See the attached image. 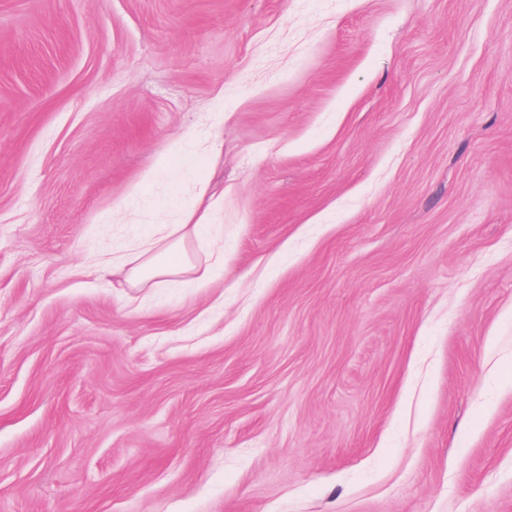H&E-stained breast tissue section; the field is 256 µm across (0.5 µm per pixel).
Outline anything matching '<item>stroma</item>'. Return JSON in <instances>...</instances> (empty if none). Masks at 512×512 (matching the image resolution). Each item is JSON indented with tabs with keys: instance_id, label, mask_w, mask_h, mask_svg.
Returning a JSON list of instances; mask_svg holds the SVG:
<instances>
[{
	"instance_id": "35a3bbf8",
	"label": "stroma",
	"mask_w": 512,
	"mask_h": 512,
	"mask_svg": "<svg viewBox=\"0 0 512 512\" xmlns=\"http://www.w3.org/2000/svg\"><path fill=\"white\" fill-rule=\"evenodd\" d=\"M0 512H512V0H0ZM208 210L209 207L196 218L192 212L181 223L156 224V230L144 234L130 251L112 247V250L98 253L92 267L96 272L102 273L130 266L127 280L131 288H144L158 278L181 279L192 272L194 267L177 250L187 237L199 235L210 225L206 220Z\"/></svg>"
}]
</instances>
